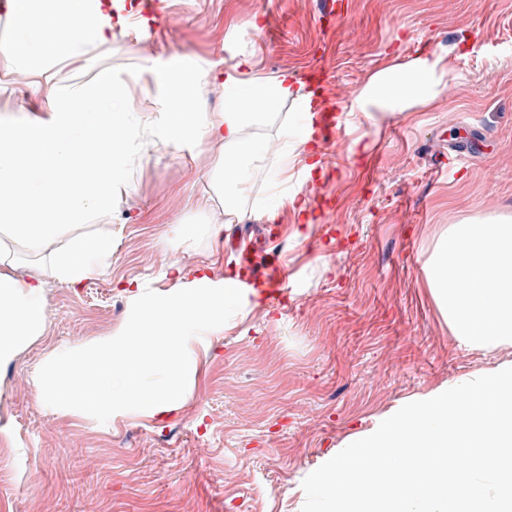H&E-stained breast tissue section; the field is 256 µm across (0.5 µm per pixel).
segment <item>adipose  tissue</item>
Here are the masks:
<instances>
[{
	"mask_svg": "<svg viewBox=\"0 0 512 512\" xmlns=\"http://www.w3.org/2000/svg\"><path fill=\"white\" fill-rule=\"evenodd\" d=\"M14 31H40L37 43L0 41V56L25 65L38 78L76 61L90 47L111 45L115 27L102 0H10ZM445 56L418 57L373 73L356 103L363 112H401L433 100L453 79ZM174 104L163 120L131 121L123 85L103 70L88 83L45 87L46 116L0 123V363L47 329L41 285L22 270L12 245L41 261L45 274L77 286L105 270L112 236L88 233L90 217L112 204L130 150L143 139L172 146L184 140L227 146L220 185L243 191V160L263 156L243 137L246 127L286 100L305 97L287 75L250 78L227 73L234 95L220 112L198 111L179 70L165 74ZM426 279L457 341L493 348L512 343V218L501 216L449 225L427 263Z\"/></svg>",
	"mask_w": 512,
	"mask_h": 512,
	"instance_id": "1",
	"label": "adipose tissue"
}]
</instances>
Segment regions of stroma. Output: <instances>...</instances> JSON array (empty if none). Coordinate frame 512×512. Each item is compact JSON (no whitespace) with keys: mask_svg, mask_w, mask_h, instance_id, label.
Returning <instances> with one entry per match:
<instances>
[{"mask_svg":"<svg viewBox=\"0 0 512 512\" xmlns=\"http://www.w3.org/2000/svg\"><path fill=\"white\" fill-rule=\"evenodd\" d=\"M137 0H114L126 20L111 46L91 48L48 73L66 87L110 69L127 87L133 115L172 108L159 77L174 59L224 70L249 62L254 75L290 78L321 61L345 96V143L312 174L295 168L305 214L279 207L270 251L288 267L287 304L262 292L235 322L209 337L187 399L171 417L106 423L37 397L53 356L120 332L133 298L124 287L185 288L199 276L235 273L231 237L267 242L264 162L225 217L219 192L225 147L191 140L136 156L112 206L94 216L112 233L110 267L82 287L44 278L47 333L0 366V446L16 479L0 483V512H301L306 476L354 435L415 398L512 363L459 345L426 282V266L449 225L512 216V0H340L324 21L318 0H160L164 23L148 34ZM441 54L456 73L432 102L386 115L354 99L394 62ZM291 102L248 127L263 145L300 127ZM477 152L451 175L435 154L463 135ZM184 225L190 246L170 239ZM220 224L213 240L206 225ZM179 260L184 277L168 272Z\"/></svg>","mask_w":512,"mask_h":512,"instance_id":"35a3bbf8","label":"stroma"}]
</instances>
